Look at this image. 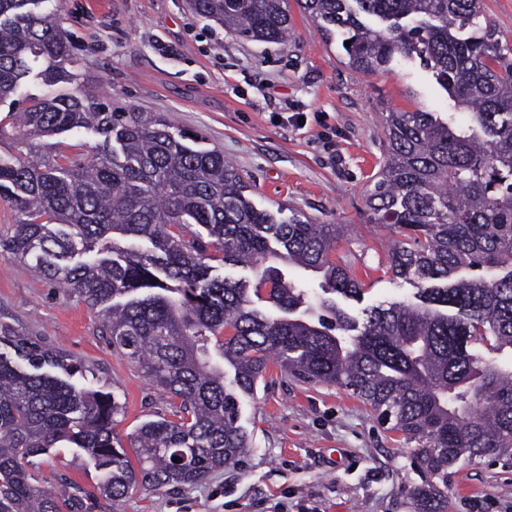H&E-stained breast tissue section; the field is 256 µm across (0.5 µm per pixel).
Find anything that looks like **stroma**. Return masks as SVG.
<instances>
[{"instance_id": "stroma-1", "label": "stroma", "mask_w": 512, "mask_h": 512, "mask_svg": "<svg viewBox=\"0 0 512 512\" xmlns=\"http://www.w3.org/2000/svg\"><path fill=\"white\" fill-rule=\"evenodd\" d=\"M288 45L246 41L197 16L189 0H66L63 27L75 46L76 87L121 110L159 112L205 137L243 175L254 204L342 224L335 256L365 291L350 313L412 298L385 276L397 240L367 207L383 157L390 110L448 109L419 64L361 73L340 39L325 40L289 0ZM0 325L62 347L93 370L92 387L115 388L124 406L113 428L123 446L142 423L170 415L173 400L102 336L96 313L60 284L0 257ZM241 424L251 449L234 469L196 486L134 489L111 508L80 452L35 458L42 484L81 489L85 512H415L420 478L409 448L350 391L305 384L270 365ZM447 512H512V467L494 457L448 477Z\"/></svg>"}]
</instances>
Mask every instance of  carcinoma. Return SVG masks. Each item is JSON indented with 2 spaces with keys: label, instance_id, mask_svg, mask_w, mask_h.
<instances>
[{
  "label": "carcinoma",
  "instance_id": "carcinoma-1",
  "mask_svg": "<svg viewBox=\"0 0 512 512\" xmlns=\"http://www.w3.org/2000/svg\"><path fill=\"white\" fill-rule=\"evenodd\" d=\"M297 2L350 42V68L418 61L452 102L446 114H386L367 197L374 220L401 236L385 269L416 284L413 302L350 315L336 297L364 288L332 257L345 225L256 207L222 152L157 112L56 92L77 79L62 0H0V103H17L32 79L46 88L23 96L25 157L0 156V201L18 216L0 255L84 301L112 347L180 401L173 419L135 433L134 465L113 433L119 395L78 382L90 369L64 350L0 327V512H82L79 496L43 488L28 469L61 446L84 454L114 507L132 489L235 466L251 448L242 399L271 363L350 391L403 436L421 478L417 512H446L459 467L512 457V44L482 0ZM189 4L246 40H288V0ZM79 129L101 137L86 154L52 141ZM217 253L254 281L211 274ZM274 261L315 274L322 293ZM480 346L509 357L485 360Z\"/></svg>",
  "mask_w": 512,
  "mask_h": 512
}]
</instances>
